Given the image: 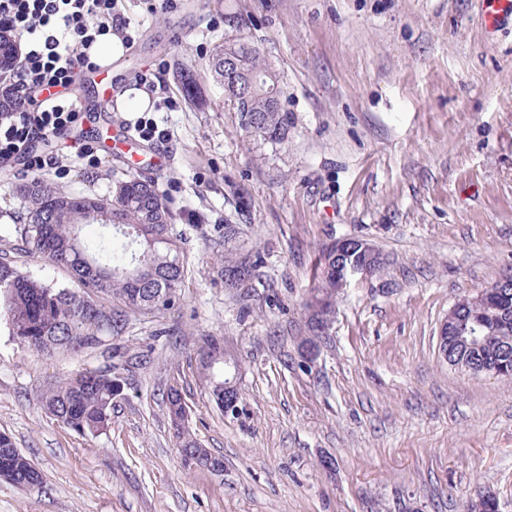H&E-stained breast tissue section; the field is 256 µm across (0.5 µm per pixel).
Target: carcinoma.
I'll use <instances>...</instances> for the list:
<instances>
[{"instance_id":"carcinoma-1","label":"carcinoma","mask_w":512,"mask_h":512,"mask_svg":"<svg viewBox=\"0 0 512 512\" xmlns=\"http://www.w3.org/2000/svg\"><path fill=\"white\" fill-rule=\"evenodd\" d=\"M242 55L250 67L266 76L249 98L238 102L240 128L259 147L276 152L288 142L291 121L281 105H271L269 89L282 94L278 77H269L270 67L258 46L242 37L216 48L210 73L214 81L232 92L233 81L224 75V59ZM25 203L18 257H39L70 271L78 287H59L22 271L13 257H0V322H5L14 339L44 355L73 354L97 348L99 339L125 332L129 314L148 311L162 314L181 303V286L187 260L180 238L173 232V212L159 193L155 181L132 176L115 185L110 197L95 194L65 195L43 178H33L21 187ZM96 226V238L88 242L83 230ZM239 226L226 223L222 230L224 256L218 272L232 278L227 288L240 291L262 262L258 251H238L233 242ZM328 256L319 258L321 280L312 288L328 302H336V270L327 269ZM99 308L97 315L80 313L87 302ZM455 322L484 320L494 343L466 348L448 337V355L460 356L482 372L512 380V288L493 294L477 307L463 299L456 304ZM203 354L209 363L201 371L209 375L211 364L224 357L214 340ZM112 375L87 368L78 369L45 390L40 397L44 411L57 422L80 434H98L112 424ZM182 394L174 387L166 394L169 419L179 447L193 448L199 463L211 452L198 446L197 439L178 420L188 414ZM32 460L17 448L13 439L0 432V471L9 472L15 485L27 480Z\"/></svg>"}]
</instances>
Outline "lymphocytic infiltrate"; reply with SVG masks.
<instances>
[{"mask_svg": "<svg viewBox=\"0 0 512 512\" xmlns=\"http://www.w3.org/2000/svg\"><path fill=\"white\" fill-rule=\"evenodd\" d=\"M117 2L0 0V28L24 42L20 64L0 79V100L11 105L0 116V167L69 175L62 155L47 144L63 139L82 117L76 85L79 74L96 67L90 50L97 37L128 35ZM92 16L98 25H89Z\"/></svg>", "mask_w": 512, "mask_h": 512, "instance_id": "lymphocytic-infiltrate-1", "label": "lymphocytic infiltrate"}]
</instances>
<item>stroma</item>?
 <instances>
[{"instance_id": "1", "label": "stroma", "mask_w": 512, "mask_h": 512, "mask_svg": "<svg viewBox=\"0 0 512 512\" xmlns=\"http://www.w3.org/2000/svg\"><path fill=\"white\" fill-rule=\"evenodd\" d=\"M489 0H179L148 11L120 0L136 29L113 87L161 72L171 133L84 169L66 147L62 193L108 196L154 178L175 214L190 271L180 308L134 314L110 349L46 356L0 325V432L41 484L0 481V512H468L490 492L512 512V382L440 360V323L459 300L512 274V0L493 34ZM257 44L292 124L277 153L250 143L213 82L216 45ZM191 70L201 95L178 81ZM158 70V69H157ZM75 138L122 134L97 79L79 86ZM167 152L161 166L151 156ZM262 253L233 296L216 272L219 224ZM362 238L383 270L350 280L328 336L303 358L305 299L332 241ZM241 363L243 400L227 416L200 375L210 339ZM111 368L112 424L82 435L45 414L40 394L71 371ZM177 387L201 445L224 471L186 470L166 407Z\"/></svg>"}]
</instances>
